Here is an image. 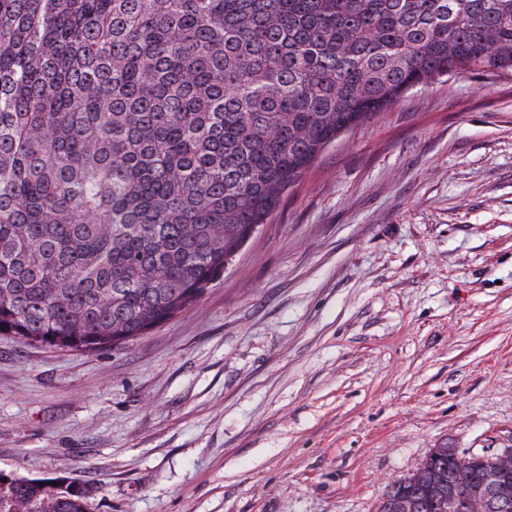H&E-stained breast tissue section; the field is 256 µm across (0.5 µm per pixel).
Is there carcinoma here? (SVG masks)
Masks as SVG:
<instances>
[{
	"instance_id": "1",
	"label": "carcinoma",
	"mask_w": 512,
	"mask_h": 512,
	"mask_svg": "<svg viewBox=\"0 0 512 512\" xmlns=\"http://www.w3.org/2000/svg\"><path fill=\"white\" fill-rule=\"evenodd\" d=\"M512 71V0H0V333L97 351L189 307L340 134ZM435 448L378 512H448ZM86 512L0 474V512Z\"/></svg>"
}]
</instances>
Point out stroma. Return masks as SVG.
I'll list each match as a JSON object with an SVG mask.
<instances>
[{"mask_svg": "<svg viewBox=\"0 0 512 512\" xmlns=\"http://www.w3.org/2000/svg\"><path fill=\"white\" fill-rule=\"evenodd\" d=\"M445 446L512 448L511 71L342 133L146 335H0V471L88 512H377Z\"/></svg>", "mask_w": 512, "mask_h": 512, "instance_id": "obj_1", "label": "stroma"}]
</instances>
